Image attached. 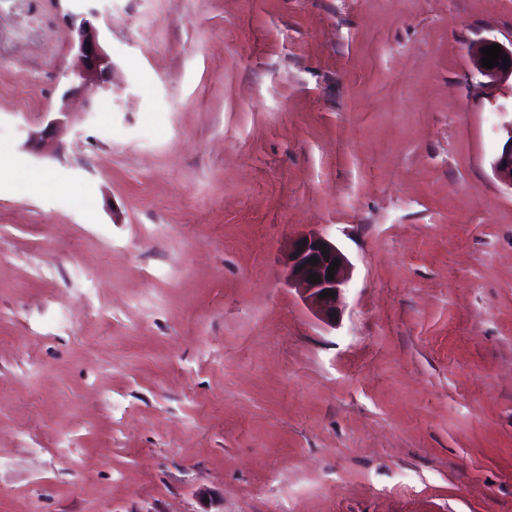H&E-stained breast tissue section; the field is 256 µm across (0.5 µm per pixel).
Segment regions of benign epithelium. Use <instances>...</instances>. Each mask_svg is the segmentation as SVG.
Instances as JSON below:
<instances>
[{
    "label": "benign epithelium",
    "instance_id": "obj_1",
    "mask_svg": "<svg viewBox=\"0 0 512 512\" xmlns=\"http://www.w3.org/2000/svg\"><path fill=\"white\" fill-rule=\"evenodd\" d=\"M62 21L75 32V39L71 50L77 60L72 70L67 88L61 96V105L57 109L59 117L47 122L39 129L29 131L26 144L41 147L54 142L68 122L70 115L68 102L74 97L81 96L86 101L100 92L112 91V60L99 39L96 25V15L68 12L62 15ZM497 43L495 39H485L475 42L468 47V56L473 68L478 74L486 78L479 84L485 88L505 79H512V42L500 44L501 53L508 56L511 64L503 66V60L492 69L481 66V49ZM508 138L501 151L492 162L494 177L502 184L512 188V122L504 125ZM329 250V257H324L323 250ZM318 259V264H309L310 259ZM339 260L335 267L334 279H327L330 263ZM287 268L288 287L298 291L304 302L328 325L336 324V318L341 311L343 290L350 280L352 264L342 250L322 234H308L296 239L289 247L285 259ZM312 273L319 276V282L314 284L308 276ZM326 290L336 292L333 297H320Z\"/></svg>",
    "mask_w": 512,
    "mask_h": 512
}]
</instances>
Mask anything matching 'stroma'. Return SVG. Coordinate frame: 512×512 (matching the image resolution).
Wrapping results in <instances>:
<instances>
[{"label": "stroma", "mask_w": 512, "mask_h": 512, "mask_svg": "<svg viewBox=\"0 0 512 512\" xmlns=\"http://www.w3.org/2000/svg\"><path fill=\"white\" fill-rule=\"evenodd\" d=\"M65 7L112 91L38 155L72 34L0 0V512H512V0ZM491 44H498V46L501 47L502 55L508 56V59L510 61V65H508V70H504L503 60L501 59V56H499L498 58V65L496 67H493L492 69H486L481 66V59L483 57L481 49L484 48V46H491ZM468 56L476 72L488 80L487 82H481L479 84V88L491 86L505 79H512V39L510 40L509 45L500 43L495 39H485L479 42L472 43L468 47ZM508 138L492 162L494 177L512 189V121L503 126ZM304 242V245H300ZM320 244H324L325 250H329V261L325 260ZM316 257L317 265L309 264L310 259ZM334 259L339 260V266H335L334 279L327 280V271ZM287 268V283L289 288L298 291L304 302L327 325H335L336 318L341 311V299L343 290L350 280L352 264L342 250L322 234H308L296 239L289 247L285 259ZM316 273L319 282L313 284L308 276ZM326 290L336 292L334 297L320 298V294Z\"/></svg>", "instance_id": "1"}]
</instances>
